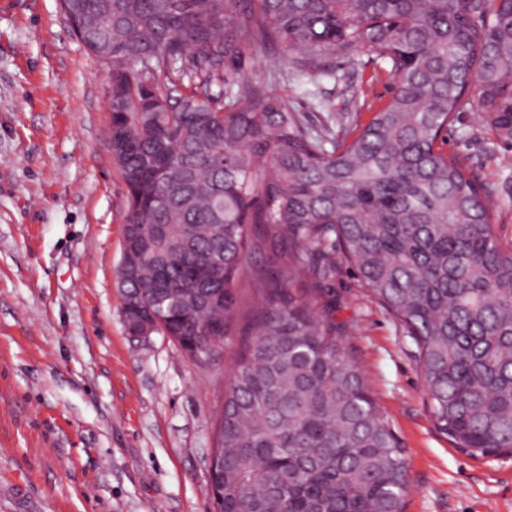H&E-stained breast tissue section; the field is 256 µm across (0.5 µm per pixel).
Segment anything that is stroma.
<instances>
[{
    "mask_svg": "<svg viewBox=\"0 0 512 512\" xmlns=\"http://www.w3.org/2000/svg\"><path fill=\"white\" fill-rule=\"evenodd\" d=\"M241 75L318 132L363 124L391 96L367 56L298 72L279 47ZM109 78L57 0H0V512H210L208 457L239 337L208 361L121 316L127 191L112 160ZM443 147L496 190L512 240V140L459 113ZM345 346L405 450V512H512V456L472 458L426 405L416 347L340 263L328 284Z\"/></svg>",
    "mask_w": 512,
    "mask_h": 512,
    "instance_id": "35a3bbf8",
    "label": "stroma"
}]
</instances>
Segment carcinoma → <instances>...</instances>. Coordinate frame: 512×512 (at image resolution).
I'll use <instances>...</instances> for the list:
<instances>
[{
    "label": "carcinoma",
    "mask_w": 512,
    "mask_h": 512,
    "mask_svg": "<svg viewBox=\"0 0 512 512\" xmlns=\"http://www.w3.org/2000/svg\"><path fill=\"white\" fill-rule=\"evenodd\" d=\"M112 40V159L125 257L182 350L246 337L219 420L215 512H403L404 449L330 309L338 261L416 346L437 427L473 458L512 451V243L491 190L439 143L455 113L512 140L509 0H58ZM277 44L297 69L365 54L393 82L353 137L234 79ZM269 254L246 268L247 252ZM252 301L239 308V288Z\"/></svg>",
    "instance_id": "cac0c4a2"
}]
</instances>
